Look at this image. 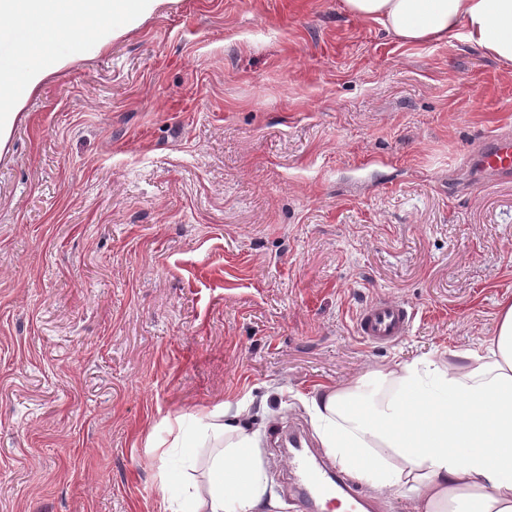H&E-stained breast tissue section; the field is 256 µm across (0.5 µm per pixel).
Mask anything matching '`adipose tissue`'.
Segmentation results:
<instances>
[{"label": "adipose tissue", "instance_id": "adipose-tissue-1", "mask_svg": "<svg viewBox=\"0 0 512 512\" xmlns=\"http://www.w3.org/2000/svg\"><path fill=\"white\" fill-rule=\"evenodd\" d=\"M407 44L453 32L512 66V0H343ZM322 448L337 467L380 490L409 493L415 512H512V302L482 349L371 371L306 400ZM213 431L224 449L208 491L183 484L160 512H255L266 494L259 439L240 414Z\"/></svg>", "mask_w": 512, "mask_h": 512}]
</instances>
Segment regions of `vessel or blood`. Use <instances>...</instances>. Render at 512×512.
<instances>
[{
    "instance_id": "1",
    "label": "vessel or blood",
    "mask_w": 512,
    "mask_h": 512,
    "mask_svg": "<svg viewBox=\"0 0 512 512\" xmlns=\"http://www.w3.org/2000/svg\"><path fill=\"white\" fill-rule=\"evenodd\" d=\"M475 169L492 176L512 177V137L496 135L468 159ZM413 321V311L406 304L377 299L363 307L355 319L357 336L368 344L391 343L404 336ZM292 467L298 481L307 490L326 498L328 504H336L337 492H350L351 482H333L330 475L319 465L301 457H292Z\"/></svg>"
}]
</instances>
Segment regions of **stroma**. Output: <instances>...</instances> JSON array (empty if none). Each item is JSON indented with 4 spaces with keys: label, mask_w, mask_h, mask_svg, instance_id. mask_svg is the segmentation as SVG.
I'll return each instance as SVG.
<instances>
[{
    "label": "stroma",
    "mask_w": 512,
    "mask_h": 512,
    "mask_svg": "<svg viewBox=\"0 0 512 512\" xmlns=\"http://www.w3.org/2000/svg\"><path fill=\"white\" fill-rule=\"evenodd\" d=\"M498 134L512 68L342 0H162L69 55L0 149V512H159L241 401L257 512H303V396L495 334L512 179L463 161ZM378 297L415 312L387 345L354 332Z\"/></svg>",
    "instance_id": "1"
}]
</instances>
